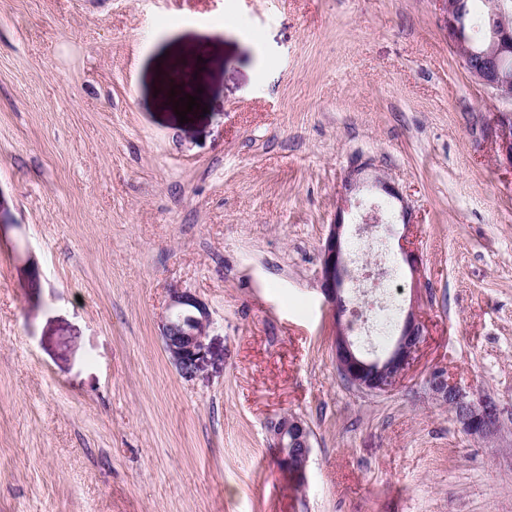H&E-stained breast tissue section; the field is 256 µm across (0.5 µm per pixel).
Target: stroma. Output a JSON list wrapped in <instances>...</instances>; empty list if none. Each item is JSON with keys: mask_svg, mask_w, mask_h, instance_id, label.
<instances>
[{"mask_svg": "<svg viewBox=\"0 0 512 512\" xmlns=\"http://www.w3.org/2000/svg\"><path fill=\"white\" fill-rule=\"evenodd\" d=\"M198 52L183 123L171 76ZM503 106L439 0H0V512H512ZM358 158L399 199L341 210ZM373 205L379 250L358 236ZM339 213L347 297L392 273L361 351L423 325L387 393L336 366L319 270ZM176 288L212 317L190 377L163 350ZM436 368L498 403L496 435L456 427ZM289 415L311 431L300 487L269 435Z\"/></svg>", "mask_w": 512, "mask_h": 512, "instance_id": "1", "label": "stroma"}]
</instances>
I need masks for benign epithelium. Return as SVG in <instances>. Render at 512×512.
Returning <instances> with one entry per match:
<instances>
[{
    "label": "benign epithelium",
    "mask_w": 512,
    "mask_h": 512,
    "mask_svg": "<svg viewBox=\"0 0 512 512\" xmlns=\"http://www.w3.org/2000/svg\"><path fill=\"white\" fill-rule=\"evenodd\" d=\"M446 16V31L450 45L462 52L463 63L478 84L497 98L512 103V69L503 60L512 55V0H486L489 18L485 47L479 51L466 49L461 34L464 12L462 0H439ZM498 156L512 169V108L496 115ZM372 163H354L345 179V192L351 194L364 187L361 175ZM320 281L322 293L333 310L338 325L336 365L353 387L370 393H387L399 383L418 351L423 339V326L414 312H409L389 350L380 357H364L349 339L356 310L348 307L344 298L345 284L351 277V259L344 247V222L337 217L330 225L321 249ZM211 325L209 310L194 295L186 291L171 293L162 325L164 351L184 376H192L204 357V337ZM433 399L448 405L455 422L473 438L496 434L501 427V415L495 400L487 395H470L448 381L447 372L435 370L426 380ZM273 440L280 464L295 479L305 480L311 453V433L297 417H282L271 423Z\"/></svg>",
    "instance_id": "1"
}]
</instances>
